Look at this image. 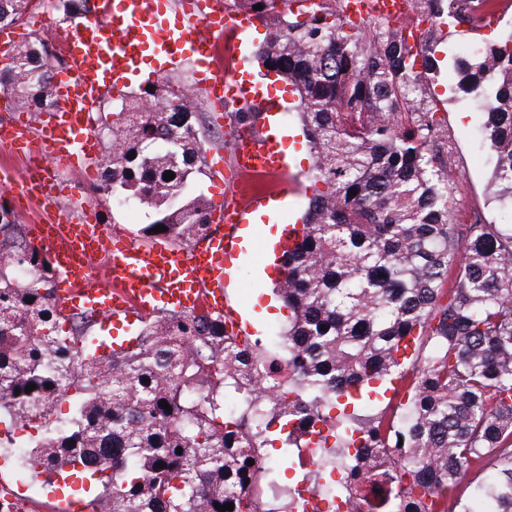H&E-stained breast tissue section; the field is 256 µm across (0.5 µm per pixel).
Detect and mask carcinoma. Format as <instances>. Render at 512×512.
Returning <instances> with one entry per match:
<instances>
[{"mask_svg": "<svg viewBox=\"0 0 512 512\" xmlns=\"http://www.w3.org/2000/svg\"><path fill=\"white\" fill-rule=\"evenodd\" d=\"M306 2L232 0L265 22L258 59L292 86L311 151L313 192L276 284L288 309L284 384L266 382L278 363L219 315L162 310L135 343L100 355L105 341L82 318L73 349L53 269L0 219V415L31 430L6 443L28 449L25 467L44 484L87 479L84 512H264L256 488L274 477L260 458L276 441L330 449L302 477L316 490L319 474L347 470L324 486L331 512H448V490L474 466L486 479L453 512H512V224L453 222L450 146L422 107L441 41L411 45L382 22L367 41L342 13ZM472 2L410 5L435 25L478 31ZM27 6L0 0V28ZM50 47L35 31L18 64L0 69V93L35 116L54 106L65 66ZM454 66L455 92L484 115L496 198L512 210V33L463 44ZM152 86L120 95L94 192L153 209L144 236L185 248L210 229L204 196L187 197L203 174L195 97L171 77ZM17 264L33 276L17 280ZM408 369L395 405L386 394ZM233 394L244 397L235 410ZM63 398L69 415L51 419Z\"/></svg>", "mask_w": 512, "mask_h": 512, "instance_id": "cac0c4a2", "label": "carcinoma"}]
</instances>
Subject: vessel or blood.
<instances>
[{
    "instance_id": "b4317fda",
    "label": "vessel or blood",
    "mask_w": 512,
    "mask_h": 512,
    "mask_svg": "<svg viewBox=\"0 0 512 512\" xmlns=\"http://www.w3.org/2000/svg\"><path fill=\"white\" fill-rule=\"evenodd\" d=\"M407 10V0H349L346 14L354 22L371 15L400 20ZM252 23L249 14L239 11L212 15L205 23L188 11L158 49L169 63L182 56H203L225 35H239ZM158 25L157 0H95L92 17L63 36L69 71L66 82L58 86V104L41 140L33 139L27 121L17 120L0 125V144L11 140L16 153H45L51 165L37 167L35 174L46 180L51 169L96 158L99 147L89 127L90 113L102 88L123 81L137 66L144 41ZM201 84L216 100L246 102L252 95L250 79L239 71L226 74L209 68ZM233 163L240 174L265 165L278 170L285 166L275 144L253 137L237 144ZM269 201V196L254 192L236 195L224 208L223 230L188 250L127 243L116 248L108 229L74 220L65 211L49 228L35 226L33 234L50 255L59 293L69 308L101 320L130 323L162 305L178 309L202 305L223 316L227 332L243 339L249 334L248 325L228 306L226 285L242 251L241 228Z\"/></svg>"
}]
</instances>
